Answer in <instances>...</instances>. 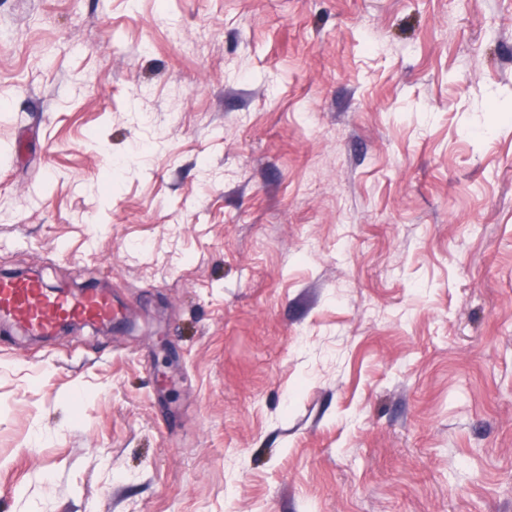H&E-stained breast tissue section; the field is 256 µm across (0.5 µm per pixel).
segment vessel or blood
<instances>
[{"label":"vessel or blood","instance_id":"1","mask_svg":"<svg viewBox=\"0 0 512 512\" xmlns=\"http://www.w3.org/2000/svg\"><path fill=\"white\" fill-rule=\"evenodd\" d=\"M112 319V298L105 290L68 294L42 287L31 278L0 279V321L29 334L51 336L65 322L108 323Z\"/></svg>","mask_w":512,"mask_h":512}]
</instances>
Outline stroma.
<instances>
[{
	"mask_svg": "<svg viewBox=\"0 0 512 512\" xmlns=\"http://www.w3.org/2000/svg\"><path fill=\"white\" fill-rule=\"evenodd\" d=\"M0 512H512V0H0ZM112 319V297L104 289L68 294L31 278L0 279V321L30 335L53 336L64 322L112 324Z\"/></svg>",
	"mask_w": 512,
	"mask_h": 512,
	"instance_id": "1",
	"label": "stroma"
}]
</instances>
